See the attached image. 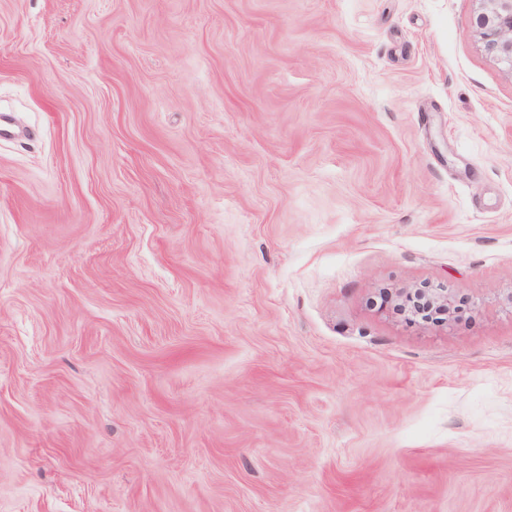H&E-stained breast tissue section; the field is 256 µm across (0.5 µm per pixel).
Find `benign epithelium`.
Here are the masks:
<instances>
[{
	"label": "benign epithelium",
	"mask_w": 512,
	"mask_h": 512,
	"mask_svg": "<svg viewBox=\"0 0 512 512\" xmlns=\"http://www.w3.org/2000/svg\"><path fill=\"white\" fill-rule=\"evenodd\" d=\"M474 26L485 51L512 70V0H479ZM379 309L390 310L419 326L452 324L470 309L463 298L455 300L443 290L420 286L379 294Z\"/></svg>",
	"instance_id": "obj_1"
}]
</instances>
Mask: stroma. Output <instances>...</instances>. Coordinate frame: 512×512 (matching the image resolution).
Here are the masks:
<instances>
[{"label": "stroma", "mask_w": 512, "mask_h": 512, "mask_svg": "<svg viewBox=\"0 0 512 512\" xmlns=\"http://www.w3.org/2000/svg\"><path fill=\"white\" fill-rule=\"evenodd\" d=\"M478 7L0 0V512H512ZM379 309L401 315L406 323L419 326L451 325L459 314L470 310V303L463 298L456 301L443 289L420 286L398 291L381 292Z\"/></svg>", "instance_id": "35a3bbf8"}]
</instances>
